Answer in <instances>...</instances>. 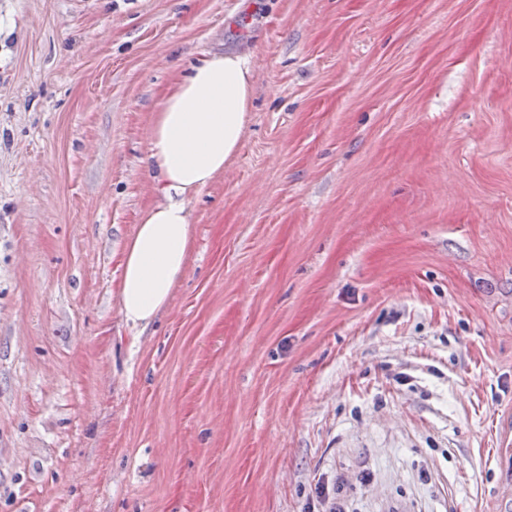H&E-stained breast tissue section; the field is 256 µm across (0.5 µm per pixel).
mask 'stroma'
Here are the masks:
<instances>
[{
    "label": "stroma",
    "instance_id": "obj_1",
    "mask_svg": "<svg viewBox=\"0 0 512 512\" xmlns=\"http://www.w3.org/2000/svg\"><path fill=\"white\" fill-rule=\"evenodd\" d=\"M252 122L126 325L153 115ZM498 512L512 498V0H0V512Z\"/></svg>",
    "mask_w": 512,
    "mask_h": 512
}]
</instances>
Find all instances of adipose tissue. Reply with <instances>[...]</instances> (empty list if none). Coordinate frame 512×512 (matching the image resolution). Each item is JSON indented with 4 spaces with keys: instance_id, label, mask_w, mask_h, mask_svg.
I'll return each instance as SVG.
<instances>
[{
    "instance_id": "adipose-tissue-1",
    "label": "adipose tissue",
    "mask_w": 512,
    "mask_h": 512,
    "mask_svg": "<svg viewBox=\"0 0 512 512\" xmlns=\"http://www.w3.org/2000/svg\"><path fill=\"white\" fill-rule=\"evenodd\" d=\"M253 107L248 55L214 53L193 64L155 114L145 162L160 194L121 254V313L147 327L183 278L193 244L188 203L235 155Z\"/></svg>"
}]
</instances>
